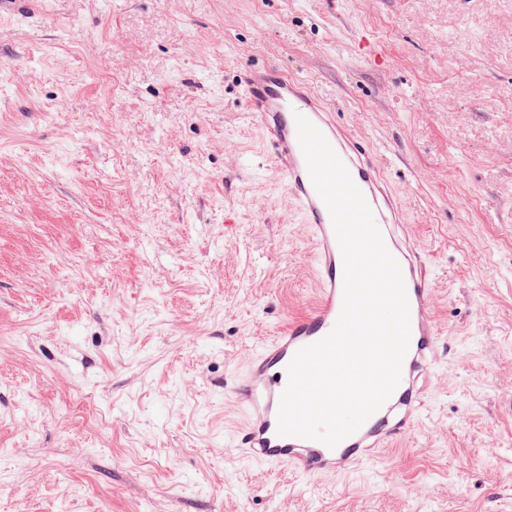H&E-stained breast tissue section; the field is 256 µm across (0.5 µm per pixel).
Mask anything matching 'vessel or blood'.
Returning <instances> with one entry per match:
<instances>
[{
  "instance_id": "obj_1",
  "label": "vessel or blood",
  "mask_w": 512,
  "mask_h": 512,
  "mask_svg": "<svg viewBox=\"0 0 512 512\" xmlns=\"http://www.w3.org/2000/svg\"><path fill=\"white\" fill-rule=\"evenodd\" d=\"M244 92L256 124L268 135L274 157L285 172L287 192L314 242L319 299L311 312L277 333L250 359L245 372L232 380L230 392L248 413L234 447L253 461L270 467L288 466L304 476L342 473L374 460L379 448L412 426L425 404L440 344V331L430 310L433 288L429 264L403 237L398 200L370 150L344 136L331 112L281 69H246ZM300 115L324 135L365 197L387 249L400 265L410 312V343L399 385L355 433L333 448L317 440L277 433L288 364L298 350L334 328L343 305V257L298 140L296 118Z\"/></svg>"
}]
</instances>
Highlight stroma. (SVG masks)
<instances>
[{
    "instance_id": "35a3bbf8",
    "label": "stroma",
    "mask_w": 512,
    "mask_h": 512,
    "mask_svg": "<svg viewBox=\"0 0 512 512\" xmlns=\"http://www.w3.org/2000/svg\"><path fill=\"white\" fill-rule=\"evenodd\" d=\"M248 67L366 143L431 267L426 410L347 475L231 448L227 381L318 296ZM0 512H512V0L1 8Z\"/></svg>"
}]
</instances>
